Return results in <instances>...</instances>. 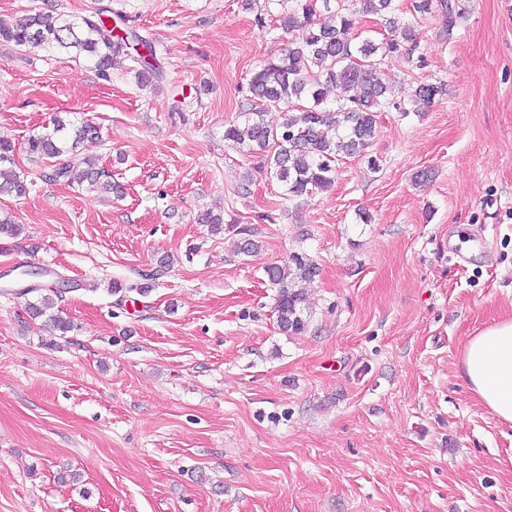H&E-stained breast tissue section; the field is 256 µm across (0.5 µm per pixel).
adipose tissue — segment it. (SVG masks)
Segmentation results:
<instances>
[{
	"label": "adipose tissue",
	"instance_id": "1",
	"mask_svg": "<svg viewBox=\"0 0 512 512\" xmlns=\"http://www.w3.org/2000/svg\"><path fill=\"white\" fill-rule=\"evenodd\" d=\"M460 375L499 421L512 426V316L469 336L460 354Z\"/></svg>",
	"mask_w": 512,
	"mask_h": 512
}]
</instances>
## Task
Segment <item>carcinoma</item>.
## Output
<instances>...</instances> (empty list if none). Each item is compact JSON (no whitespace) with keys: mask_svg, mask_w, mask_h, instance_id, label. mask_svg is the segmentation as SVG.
<instances>
[{"mask_svg":"<svg viewBox=\"0 0 512 512\" xmlns=\"http://www.w3.org/2000/svg\"><path fill=\"white\" fill-rule=\"evenodd\" d=\"M396 0H292L281 26L298 37L288 42L279 57L261 63L249 82L250 107L244 120L224 129V140L259 156L270 176L281 183L292 200L330 189L336 182V161L340 157L362 156L375 136L379 113L392 104V86L381 69L382 60L393 54L412 57L417 49L415 18L401 19ZM382 17L388 36L377 39L373 30L362 27L367 16ZM0 41L17 47L70 49L89 58L105 76L116 61L137 52L134 78L148 85L161 76L151 42L132 33L113 34L107 16L100 9L93 15L70 19L38 11L15 23L0 22ZM443 91L440 84L417 85L411 99L413 111L430 107ZM276 109L284 118L269 125L264 112ZM99 128L89 122L51 120V126L31 134L24 142L25 153L45 167L64 156L54 181L69 185L88 183L107 193L120 190L112 176L99 167L98 159L86 152V145L98 140ZM16 145L0 140V195L24 196L27 184L14 170ZM21 225L15 216L0 212V234L17 236ZM167 269L159 261L141 274L143 284L123 289L146 293L150 282ZM271 287L277 290L274 313L280 329L288 335L307 331L305 284L317 267L306 255L293 253L281 264L264 269ZM63 297L59 288L26 302L30 317L44 316L53 329L67 333L69 320L47 315L54 299Z\"/></svg>","mask_w":512,"mask_h":512,"instance_id":"cac0c4a2","label":"carcinoma"}]
</instances>
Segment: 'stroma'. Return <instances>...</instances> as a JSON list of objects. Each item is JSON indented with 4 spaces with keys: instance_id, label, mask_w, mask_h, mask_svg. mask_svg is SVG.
Instances as JSON below:
<instances>
[{
    "instance_id": "35a3bbf8",
    "label": "stroma",
    "mask_w": 512,
    "mask_h": 512,
    "mask_svg": "<svg viewBox=\"0 0 512 512\" xmlns=\"http://www.w3.org/2000/svg\"><path fill=\"white\" fill-rule=\"evenodd\" d=\"M48 5L111 10L162 77L0 43V138L76 113L121 187L47 182L21 152L28 192L0 199L22 226L0 235V512H512V427L459 374L467 338L512 315V0H458L451 30L421 16L413 57L383 61L395 104L368 159L293 201L224 140L288 40L279 0H0V19ZM424 81L444 90L409 111ZM244 228L259 252L236 251ZM294 252L318 273L289 336L264 268ZM39 267L78 285L66 336L13 293Z\"/></svg>"
}]
</instances>
